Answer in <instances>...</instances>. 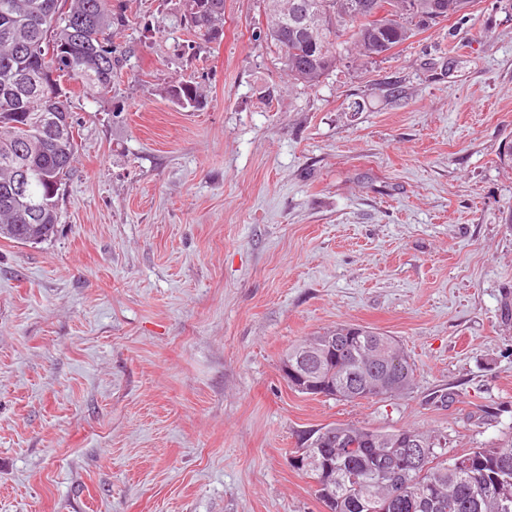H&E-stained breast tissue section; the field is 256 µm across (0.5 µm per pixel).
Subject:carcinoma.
Listing matches in <instances>:
<instances>
[{
  "label": "carcinoma",
  "instance_id": "carcinoma-1",
  "mask_svg": "<svg viewBox=\"0 0 512 512\" xmlns=\"http://www.w3.org/2000/svg\"><path fill=\"white\" fill-rule=\"evenodd\" d=\"M265 43L274 48L294 82L318 87L349 50L369 63L406 42L416 31L470 15L474 0H264ZM191 27L216 40L224 21V0H199L185 15ZM121 14L112 0H0V238L17 244L50 239L60 223L59 198L77 151L67 93L72 82L88 95L112 87L119 55L112 48V24ZM182 105L197 107V86L171 89ZM28 175L24 195L12 184L17 169ZM349 329L337 324L284 351L281 364L302 373L321 390L302 393L356 401L398 397L412 384L414 371L396 341L372 328L360 336L328 343L330 334ZM402 361L392 372L376 363L377 350ZM359 440L347 450L333 440L302 443L301 467L317 485L330 490V512H512V440L474 448L448 458L438 436L418 428L381 430L337 423ZM405 436L424 444L423 458L402 461L394 485L380 475L386 443Z\"/></svg>",
  "mask_w": 512,
  "mask_h": 512
}]
</instances>
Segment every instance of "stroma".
Returning <instances> with one entry per match:
<instances>
[{
	"mask_svg": "<svg viewBox=\"0 0 512 512\" xmlns=\"http://www.w3.org/2000/svg\"><path fill=\"white\" fill-rule=\"evenodd\" d=\"M112 4L58 232L0 240V512H326L289 459L328 423L512 438V0L314 89L263 0L216 41L182 0ZM339 323L399 341L408 395L289 386L283 352Z\"/></svg>",
	"mask_w": 512,
	"mask_h": 512,
	"instance_id": "35a3bbf8",
	"label": "stroma"
}]
</instances>
